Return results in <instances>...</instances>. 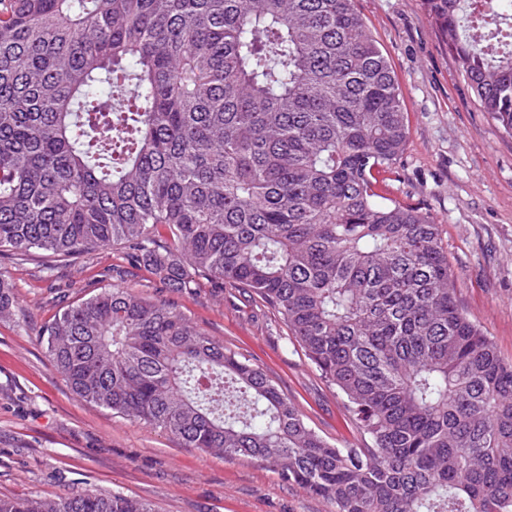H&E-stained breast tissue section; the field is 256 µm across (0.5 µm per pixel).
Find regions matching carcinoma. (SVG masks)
Instances as JSON below:
<instances>
[{"label": "carcinoma", "mask_w": 512, "mask_h": 512, "mask_svg": "<svg viewBox=\"0 0 512 512\" xmlns=\"http://www.w3.org/2000/svg\"><path fill=\"white\" fill-rule=\"evenodd\" d=\"M512 134V5L423 0ZM409 134L354 0H0V254L114 244L169 287L248 291L345 398L341 448L175 305L102 288L37 333L84 402L247 457L331 512H512V363L439 225L380 193ZM18 305L0 271V316ZM0 512H154L96 490Z\"/></svg>", "instance_id": "cac0c4a2"}]
</instances>
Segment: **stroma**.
<instances>
[{
  "mask_svg": "<svg viewBox=\"0 0 512 512\" xmlns=\"http://www.w3.org/2000/svg\"><path fill=\"white\" fill-rule=\"evenodd\" d=\"M397 74L409 118L392 199L439 225L466 315L512 362V134L482 112L422 0H355ZM38 251L0 257L19 308L0 316V497L54 499L117 491L155 512H330L327 503L247 460L186 448L172 436L84 403L54 371L38 329L64 289L77 302L119 285L175 304L209 336L259 366L318 435L336 446L357 431L269 309L210 286L167 288L121 248L99 250L47 274ZM113 269V278L103 277Z\"/></svg>",
  "mask_w": 512,
  "mask_h": 512,
  "instance_id": "1",
  "label": "stroma"
}]
</instances>
